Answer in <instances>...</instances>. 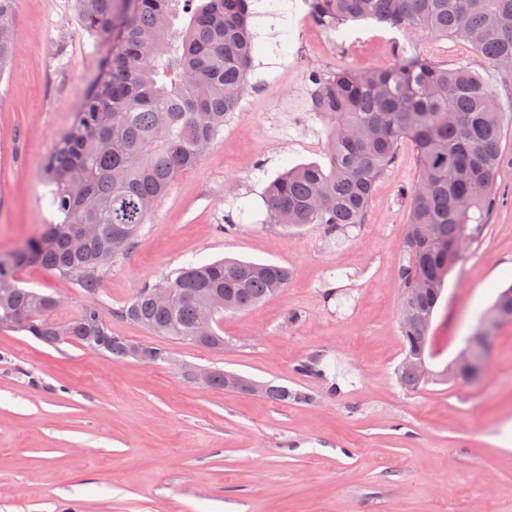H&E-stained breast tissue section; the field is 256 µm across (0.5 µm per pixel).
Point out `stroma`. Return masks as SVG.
<instances>
[{
    "instance_id": "obj_1",
    "label": "stroma",
    "mask_w": 512,
    "mask_h": 512,
    "mask_svg": "<svg viewBox=\"0 0 512 512\" xmlns=\"http://www.w3.org/2000/svg\"><path fill=\"white\" fill-rule=\"evenodd\" d=\"M266 20L255 71L234 118L200 163L180 174L97 297L113 335L167 349L171 361L117 362L83 347H49L0 327V512H512V321L498 328L477 380L410 392L398 269L416 150L403 142L363 223L289 228L265 221L264 187L285 168L317 162L322 124L293 110L315 69L393 64L398 44ZM14 51L0 79V254L55 220L44 163L71 124L103 46L75 18L74 0H17ZM448 66L485 64L466 44L420 35ZM496 176L502 204L448 276L430 334L436 365L477 329L512 283V129ZM242 222L223 231L230 208ZM224 257L282 264L273 299L225 315L224 346L154 335L113 316L146 282ZM20 287L55 295L65 322L89 297L38 265ZM312 357L324 379L298 373ZM185 364L222 369L309 394L273 402L191 383Z\"/></svg>"
}]
</instances>
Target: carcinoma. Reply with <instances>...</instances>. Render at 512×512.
I'll list each match as a JSON object with an SVG mask.
<instances>
[{"instance_id":"cac0c4a2","label":"carcinoma","mask_w":512,"mask_h":512,"mask_svg":"<svg viewBox=\"0 0 512 512\" xmlns=\"http://www.w3.org/2000/svg\"><path fill=\"white\" fill-rule=\"evenodd\" d=\"M16 0H0V81L10 64ZM258 0H76L90 36L108 44L71 126L57 139L44 173L49 208L58 221L5 259L0 258V326L27 318L18 332L56 347V337L78 346L100 344L115 361L131 358L134 343L112 335L100 307L85 306L67 323L51 319L59 301L21 288L15 270L40 265L70 279L89 297L99 293L110 262L135 247L143 224L181 173L195 167L224 132L249 87L257 20L286 10L258 12ZM313 17L340 37L350 27L378 24L405 38L401 55L385 68L313 70L296 111L324 125L320 162L286 169L264 195L266 221L331 229L364 223L375 184L411 141L419 178L410 190L406 255L399 266L409 317L399 323L404 357L399 384L412 391L448 382V369L423 379L412 363L433 358L429 329L457 257L453 245L480 234L495 209L502 164L504 103L488 79L466 63L440 65L417 52L422 33L462 41L487 68L512 76V0H313ZM97 234L70 247L83 225ZM287 267L239 259L189 265L144 284L113 311L158 336L221 348L220 321L276 295ZM171 296L158 304L153 294ZM215 294L223 305L210 338L196 331L199 302ZM274 401L306 402L310 395L264 384Z\"/></svg>"}]
</instances>
